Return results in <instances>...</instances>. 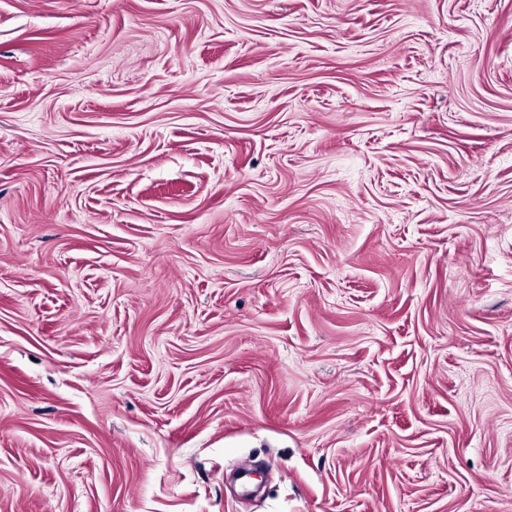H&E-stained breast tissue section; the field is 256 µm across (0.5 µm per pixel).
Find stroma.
<instances>
[{
	"label": "stroma",
	"mask_w": 512,
	"mask_h": 512,
	"mask_svg": "<svg viewBox=\"0 0 512 512\" xmlns=\"http://www.w3.org/2000/svg\"><path fill=\"white\" fill-rule=\"evenodd\" d=\"M0 512H512V0H0Z\"/></svg>",
	"instance_id": "obj_1"
}]
</instances>
